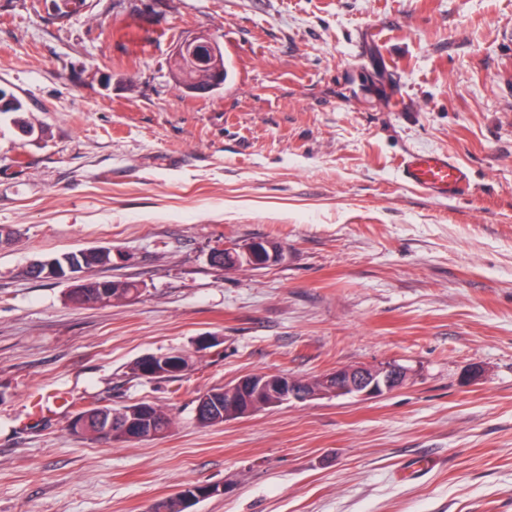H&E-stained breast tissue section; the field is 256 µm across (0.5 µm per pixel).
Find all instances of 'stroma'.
<instances>
[{
  "label": "stroma",
  "instance_id": "obj_1",
  "mask_svg": "<svg viewBox=\"0 0 512 512\" xmlns=\"http://www.w3.org/2000/svg\"><path fill=\"white\" fill-rule=\"evenodd\" d=\"M0 0V512H512V0ZM215 35L203 95L177 45ZM452 152L437 198L399 162ZM268 241L281 257L223 270ZM108 248L140 296L73 306L37 260ZM213 336L217 346L200 345ZM182 353V380H138ZM397 361L381 397L289 402L213 427L196 398L257 372ZM475 381H466L469 372ZM166 407L165 437L70 432L72 408ZM176 66L178 70L175 69V77L184 88L196 92L197 95H201V92H212L213 89L207 86L210 80L207 76L197 70L187 69L183 66L179 67L178 64ZM193 82L198 85H194ZM400 171L405 182L433 196L454 197L469 186V172L449 152H415L403 157ZM219 254L221 258L213 261V264L222 268L225 266L234 268L244 264L259 267L278 259L282 254V249L268 242L250 241L243 244H233L224 248ZM168 355H160V356H147L146 358V367L144 371V358L138 359L133 363L131 367L132 377L135 378H145V379H153V378H167L169 380H178L182 378L187 371L191 367V362L188 356L183 354H177L173 356H168L169 361L173 362V370L167 371L165 374L166 366V357ZM181 366V368H179ZM146 374V375H145ZM164 374V375H162ZM159 375V376H157ZM152 376V377H148Z\"/></svg>",
  "mask_w": 512,
  "mask_h": 512
}]
</instances>
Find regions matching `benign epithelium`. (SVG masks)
<instances>
[{
  "instance_id": "benign-epithelium-1",
  "label": "benign epithelium",
  "mask_w": 512,
  "mask_h": 512,
  "mask_svg": "<svg viewBox=\"0 0 512 512\" xmlns=\"http://www.w3.org/2000/svg\"><path fill=\"white\" fill-rule=\"evenodd\" d=\"M221 52L222 47L216 37L196 35L179 43L175 58L188 64H199L219 58ZM224 254V266L228 268L244 264L259 267L278 259L282 249L268 242L250 241L226 247ZM38 271L43 278L63 280L72 286L87 282L92 275V271L73 256L61 260L50 258L33 268V272ZM411 376L410 368L396 362H385L369 368L347 367L330 372L324 375V388L319 391L280 373H272L268 377L263 373L256 376L248 374L231 384V388L247 395L250 402L259 401L267 408H274L293 400L304 402L322 397L356 396L369 400L402 387ZM146 417L142 409L130 412L129 420L118 422L119 432L141 440L153 438L152 429L145 427ZM179 493L184 495L189 504L205 496L224 493V486L206 485L201 490L183 487Z\"/></svg>"
}]
</instances>
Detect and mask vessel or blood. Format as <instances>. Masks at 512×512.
Wrapping results in <instances>:
<instances>
[{"mask_svg": "<svg viewBox=\"0 0 512 512\" xmlns=\"http://www.w3.org/2000/svg\"><path fill=\"white\" fill-rule=\"evenodd\" d=\"M400 171L405 182L429 194L448 198L466 190L469 172L448 152H415L403 157Z\"/></svg>", "mask_w": 512, "mask_h": 512, "instance_id": "obj_1", "label": "vessel or blood"}]
</instances>
